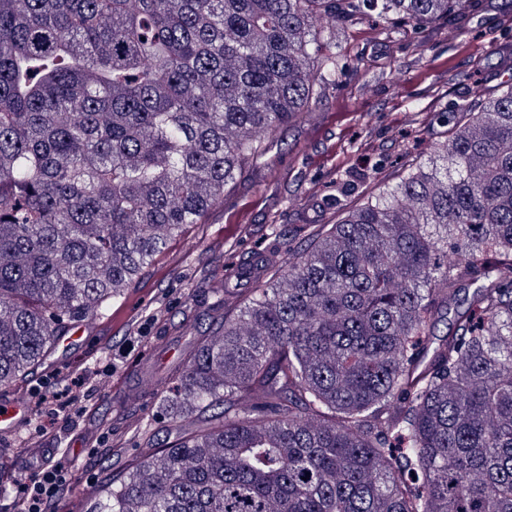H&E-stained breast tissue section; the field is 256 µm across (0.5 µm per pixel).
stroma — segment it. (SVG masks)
I'll return each instance as SVG.
<instances>
[{"instance_id": "obj_1", "label": "stroma", "mask_w": 512, "mask_h": 512, "mask_svg": "<svg viewBox=\"0 0 512 512\" xmlns=\"http://www.w3.org/2000/svg\"><path fill=\"white\" fill-rule=\"evenodd\" d=\"M417 38L426 43L427 52L414 63L402 38L378 42L370 25L361 26L353 40L363 62L358 71L348 73L347 85L327 90L305 119L273 134L266 157L249 167L223 207L210 213L207 224L172 242L161 270L137 290L133 317L141 333L117 331L107 352L90 340L79 349H56L25 383L29 395L53 392L61 377L84 365L110 377L112 389L86 383L76 399L60 397L54 414L41 423L0 433L5 451L0 465L16 478L0 488V512H8L16 482L27 478L32 465L48 470L61 462L85 482L121 469L124 458L79 443L78 437L105 418L116 437L124 436L130 422L161 420V370L181 354L183 323L214 304L209 279L237 271L274 237L302 244L303 225L337 223L344 209L381 187L394 186L408 164L426 159L432 144L451 134L457 123L450 115L455 103L512 81V63L499 53L501 42H512V0H483L457 44L428 29ZM415 105L430 113L418 126L411 122ZM241 211L252 226L250 236L228 242L224 251L212 249L208 240L217 225ZM156 307L165 310L166 319L153 317ZM25 438L46 448L42 460L10 455V447Z\"/></svg>"}]
</instances>
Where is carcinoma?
I'll return each mask as SVG.
<instances>
[{"mask_svg":"<svg viewBox=\"0 0 512 512\" xmlns=\"http://www.w3.org/2000/svg\"><path fill=\"white\" fill-rule=\"evenodd\" d=\"M480 0H0V386L121 306L265 140ZM186 325L161 429L81 512H512V83ZM453 314L451 329L435 324Z\"/></svg>","mask_w":512,"mask_h":512,"instance_id":"1","label":"carcinoma"}]
</instances>
